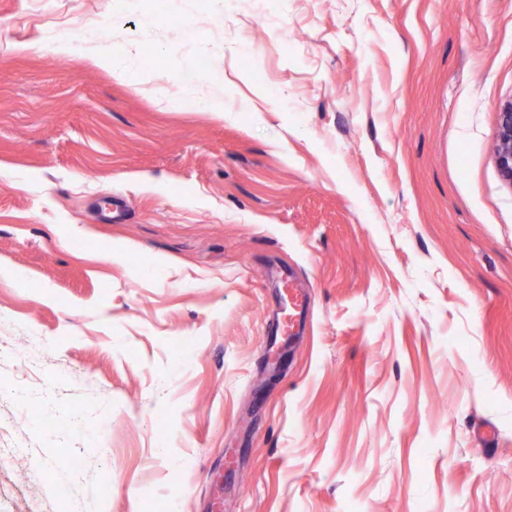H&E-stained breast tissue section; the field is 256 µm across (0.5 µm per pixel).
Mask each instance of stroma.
<instances>
[{
  "mask_svg": "<svg viewBox=\"0 0 512 512\" xmlns=\"http://www.w3.org/2000/svg\"><path fill=\"white\" fill-rule=\"evenodd\" d=\"M29 10L0 0V512H512V0ZM131 47L132 80L96 62ZM202 81L218 83L217 71L215 69L203 70L196 65L188 66L182 73L180 78L181 93L188 99L196 102L197 106L202 110L214 112L221 117L224 115L223 102L217 99L206 100L197 98L198 85ZM494 162L502 180L512 186V100L498 111V134ZM283 280L288 281L289 288L290 285L294 287V275L288 274V277L284 278ZM294 288L291 289L292 292L294 290L296 291L295 293L293 292V303L291 304V306L288 307L289 329L290 336H292V340L300 333L299 331H294V329H300L302 327L305 310L308 304V296L306 292L302 288L299 290Z\"/></svg>",
  "mask_w": 512,
  "mask_h": 512,
  "instance_id": "obj_1",
  "label": "stroma"
}]
</instances>
